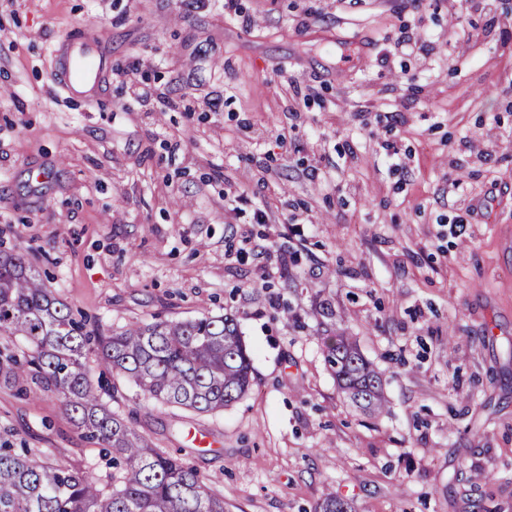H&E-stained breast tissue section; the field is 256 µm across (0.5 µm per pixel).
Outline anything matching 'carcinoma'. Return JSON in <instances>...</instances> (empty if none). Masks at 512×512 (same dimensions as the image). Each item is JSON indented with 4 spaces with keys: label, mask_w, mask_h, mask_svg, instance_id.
<instances>
[{
    "label": "carcinoma",
    "mask_w": 512,
    "mask_h": 512,
    "mask_svg": "<svg viewBox=\"0 0 512 512\" xmlns=\"http://www.w3.org/2000/svg\"><path fill=\"white\" fill-rule=\"evenodd\" d=\"M316 330L325 364L360 412H387L384 374L356 339L329 324L327 300ZM0 336L22 339L28 358L7 356L9 377L26 394H56L84 439L98 445L102 475L30 458L0 446V512H225L224 497L197 471L156 448L102 401L90 361L133 382L148 398L196 415H215L251 384V356L235 320L156 315L102 336L86 330L21 253L0 252ZM314 512H354L328 491Z\"/></svg>",
    "instance_id": "carcinoma-1"
}]
</instances>
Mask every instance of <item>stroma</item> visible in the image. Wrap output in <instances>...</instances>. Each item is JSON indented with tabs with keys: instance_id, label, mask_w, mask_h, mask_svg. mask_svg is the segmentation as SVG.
<instances>
[{
	"instance_id": "1",
	"label": "stroma",
	"mask_w": 512,
	"mask_h": 512,
	"mask_svg": "<svg viewBox=\"0 0 512 512\" xmlns=\"http://www.w3.org/2000/svg\"><path fill=\"white\" fill-rule=\"evenodd\" d=\"M79 28L102 60L83 96L54 77ZM21 248L96 331L236 319L252 386L222 414L111 378L112 410L226 512L330 489L355 512H512V0H0V251ZM318 293L388 413L339 392ZM0 442L97 457L55 394L1 374Z\"/></svg>"
}]
</instances>
